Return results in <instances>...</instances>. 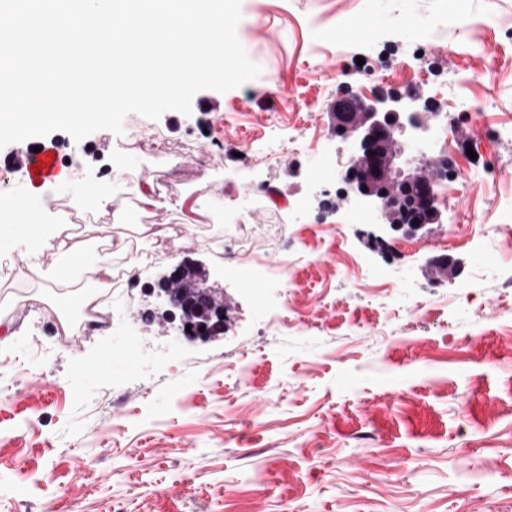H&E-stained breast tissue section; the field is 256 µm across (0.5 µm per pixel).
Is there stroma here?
<instances>
[{
  "label": "stroma",
  "instance_id": "1",
  "mask_svg": "<svg viewBox=\"0 0 512 512\" xmlns=\"http://www.w3.org/2000/svg\"><path fill=\"white\" fill-rule=\"evenodd\" d=\"M240 14L260 75L198 92L187 115L128 114L138 145L124 158L106 129L0 148V199L32 217L88 181L111 191L84 240L150 251L143 226L185 228L109 301L105 329L66 341L51 243L33 277L25 229L0 244V512H512V223L499 217L512 204V0H240ZM406 17L435 28L434 52L412 56ZM359 57L399 92L413 72L428 96L462 72L487 105L454 133L495 158L497 179L450 183L420 231L360 223L333 181L348 149L330 109L361 90L345 73ZM291 135L312 148L268 166L265 143ZM30 144L62 158L59 176L9 164ZM175 186L188 205L166 195ZM228 234L299 262L248 279L224 263ZM443 255L456 268L439 280ZM182 263L223 293L222 334L177 340L155 291ZM282 313L294 325L279 335L266 318Z\"/></svg>",
  "mask_w": 512,
  "mask_h": 512
}]
</instances>
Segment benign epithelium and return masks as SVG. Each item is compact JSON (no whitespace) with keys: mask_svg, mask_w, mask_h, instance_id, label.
<instances>
[{"mask_svg":"<svg viewBox=\"0 0 512 512\" xmlns=\"http://www.w3.org/2000/svg\"><path fill=\"white\" fill-rule=\"evenodd\" d=\"M434 116L431 99L420 91H379L369 97L343 94L336 99L332 120L337 133L350 147L343 178L353 193L370 204L384 221L387 205L400 203L399 188L419 185L420 213L407 215L403 222L392 225L394 229L406 227L415 231L429 224L430 217L437 216L436 172L427 170L421 159L403 158L400 143L406 129L426 131ZM191 296L198 299L200 307L213 312L218 322L210 328L200 322L197 329L182 331L184 338L191 341L223 329V298L207 287L204 280L184 285L183 266L179 265L158 299L163 306L178 311L188 307L187 299Z\"/></svg>","mask_w":512,"mask_h":512,"instance_id":"obj_1","label":"benign epithelium"}]
</instances>
